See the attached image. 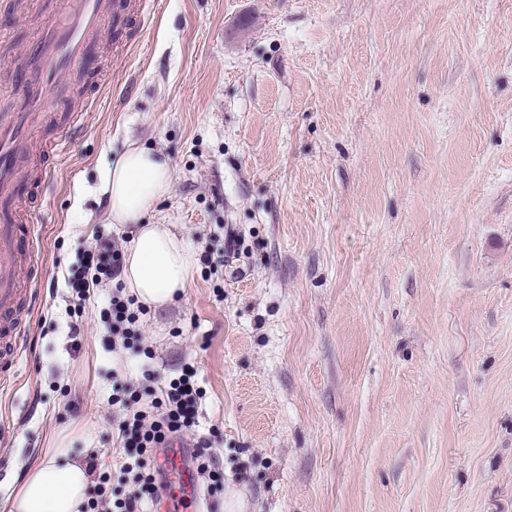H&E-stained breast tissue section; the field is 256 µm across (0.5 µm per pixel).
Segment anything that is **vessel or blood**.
I'll use <instances>...</instances> for the list:
<instances>
[{"mask_svg":"<svg viewBox=\"0 0 512 512\" xmlns=\"http://www.w3.org/2000/svg\"><path fill=\"white\" fill-rule=\"evenodd\" d=\"M123 0H76L65 24H50L28 46L14 78L23 92L20 108L0 114V330L15 348H23L26 327L19 319V271L36 277L34 258L39 246L35 233L17 222L16 202L25 189L24 157L32 130L51 123L49 99L63 96L67 80L96 55L104 19L115 29L124 24ZM192 444L178 438L162 448L159 464L167 475L160 491V512H203L197 473L191 461Z\"/></svg>","mask_w":512,"mask_h":512,"instance_id":"vessel-or-blood-1","label":"vessel or blood"}]
</instances>
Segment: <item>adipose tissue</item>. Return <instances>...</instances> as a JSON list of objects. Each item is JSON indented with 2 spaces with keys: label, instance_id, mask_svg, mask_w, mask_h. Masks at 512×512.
Returning <instances> with one entry per match:
<instances>
[{
  "label": "adipose tissue",
  "instance_id": "obj_1",
  "mask_svg": "<svg viewBox=\"0 0 512 512\" xmlns=\"http://www.w3.org/2000/svg\"><path fill=\"white\" fill-rule=\"evenodd\" d=\"M171 165L159 152L131 145L112 165L106 191L110 218L135 224L139 232L127 248L125 279L141 304L161 307L188 288L192 257L182 240L144 218L171 186ZM89 471L65 448L28 468L21 487L8 498L5 512H79L90 490Z\"/></svg>",
  "mask_w": 512,
  "mask_h": 512
}]
</instances>
